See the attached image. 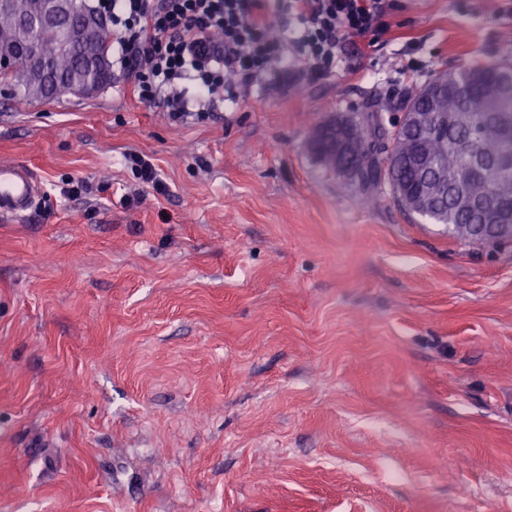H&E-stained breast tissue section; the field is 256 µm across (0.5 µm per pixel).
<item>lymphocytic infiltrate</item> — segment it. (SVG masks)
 Listing matches in <instances>:
<instances>
[{
	"instance_id": "obj_1",
	"label": "lymphocytic infiltrate",
	"mask_w": 512,
	"mask_h": 512,
	"mask_svg": "<svg viewBox=\"0 0 512 512\" xmlns=\"http://www.w3.org/2000/svg\"><path fill=\"white\" fill-rule=\"evenodd\" d=\"M269 0H98L112 23L113 63L131 69L141 100L172 116L189 110L183 81H194L197 105L223 97L227 76L248 82L302 64L318 78L335 72L355 37L382 41L395 0H285L295 20L274 31Z\"/></svg>"
}]
</instances>
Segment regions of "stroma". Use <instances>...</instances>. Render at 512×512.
<instances>
[{
  "label": "stroma",
  "mask_w": 512,
  "mask_h": 512,
  "mask_svg": "<svg viewBox=\"0 0 512 512\" xmlns=\"http://www.w3.org/2000/svg\"><path fill=\"white\" fill-rule=\"evenodd\" d=\"M389 22L202 122L120 68L91 97L0 83V161L46 189L0 220V512H512V243L465 245L311 147L512 52V0Z\"/></svg>",
  "instance_id": "obj_1"
}]
</instances>
